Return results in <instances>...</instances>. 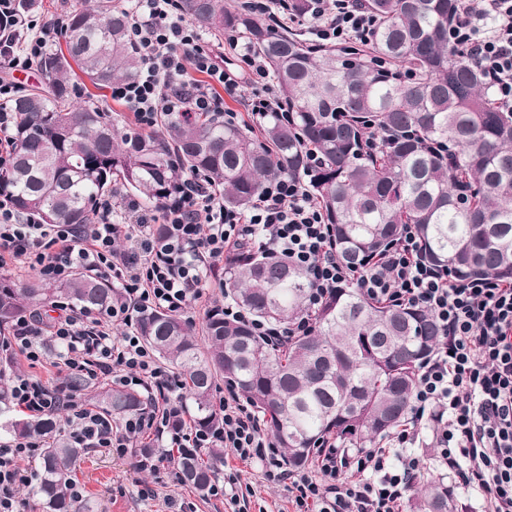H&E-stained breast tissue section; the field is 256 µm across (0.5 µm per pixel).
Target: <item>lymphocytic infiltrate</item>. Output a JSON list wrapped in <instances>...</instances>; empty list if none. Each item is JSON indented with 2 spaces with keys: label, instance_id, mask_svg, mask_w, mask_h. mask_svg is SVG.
<instances>
[{
  "label": "lymphocytic infiltrate",
  "instance_id": "obj_1",
  "mask_svg": "<svg viewBox=\"0 0 512 512\" xmlns=\"http://www.w3.org/2000/svg\"><path fill=\"white\" fill-rule=\"evenodd\" d=\"M251 7L277 26L312 22L318 42L337 46L368 39L375 26L358 0H309L303 17L288 0H252ZM65 27L63 16L21 15L16 0H0V168L15 152L17 117L8 104L19 88L7 74L37 66ZM128 38L141 66L135 79L113 83L111 98L133 112L141 128L152 127L161 112H220L226 123H236L237 113L225 109L224 100L240 98L245 81L254 87L242 100L255 125L274 114L288 116L268 64L233 35L238 62L227 66L183 16L180 0H133ZM448 40L483 74L498 106L512 112V0H458ZM319 165L317 151L305 149L302 174L268 180L243 211L225 208L197 176L183 177L157 224L139 215L133 201L119 210L111 200L99 202L92 223L79 227L39 224L0 204V269H29L62 283L82 267L121 288L103 312L65 303L62 317L49 325L20 317L0 346L33 364L46 358L49 345L63 347L59 370L146 390L162 409L116 425L75 395L25 374L9 381L11 406L34 418L65 410L60 431L78 448L124 455L135 438L152 431L168 434L177 449H225L243 463L260 464L264 479L287 491L294 512H402L406 493L426 470L431 444L440 467L486 497L488 512H512V282L451 277L425 259L410 225L368 267L345 265L336 257L333 226L306 183ZM245 247L287 259L305 271L310 285L305 312L285 326L250 317L235 301L222 303L225 321L249 323L271 343L309 334L321 305L342 288L433 315L441 341L421 364L408 419L391 439L353 450L328 437L314 472L293 470L260 416L232 390L224 396L222 427L168 430L176 382L131 325L146 309L183 313L202 297L207 275ZM117 325L127 333L113 335ZM42 446L30 438L0 441V512H25L19 491L31 484L32 473L23 463Z\"/></svg>",
  "mask_w": 512,
  "mask_h": 512
}]
</instances>
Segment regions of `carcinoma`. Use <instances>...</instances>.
<instances>
[{"instance_id":"obj_1","label":"carcinoma","mask_w":512,"mask_h":512,"mask_svg":"<svg viewBox=\"0 0 512 512\" xmlns=\"http://www.w3.org/2000/svg\"><path fill=\"white\" fill-rule=\"evenodd\" d=\"M377 19L353 49L321 46L288 27L274 28L247 7L224 0H181L182 14L216 38L234 29L268 61L288 122H267L261 137L224 124L213 112H162L150 131L123 133L121 115L92 98H73L78 68L96 89L135 78L140 57L129 39L130 12L120 0L67 6L66 48L40 62L48 89L33 88L9 108L12 163L0 169V197L43 224H90L97 200L120 188L161 208L179 178L202 174L224 207L246 209L262 185L299 174L310 145L322 158L312 190L334 226L336 254L361 267L417 226L425 257L459 278L512 282V114L501 111L483 75L448 43L457 0H361ZM380 144L366 145L367 130ZM224 294L253 315L286 324L304 311L308 283L282 260L247 255L227 266ZM120 288L88 272L24 288L0 277V332L25 314L64 300L106 309ZM133 330L170 364L186 393L171 428L210 431L222 423L217 381L237 390L264 420L290 467L301 469L319 440L333 435L364 448L402 426L416 368L440 341L432 316L394 308L342 288L317 312L316 325L279 347L244 323L210 312L201 336L182 317L150 309ZM70 393L113 416L139 415L147 396L67 378ZM0 429L45 442L32 489L45 512H84L68 493L85 449L55 430V420L12 413L0 388ZM224 462V449L182 450L183 483L202 491ZM413 512H449L448 486L426 482Z\"/></svg>"}]
</instances>
